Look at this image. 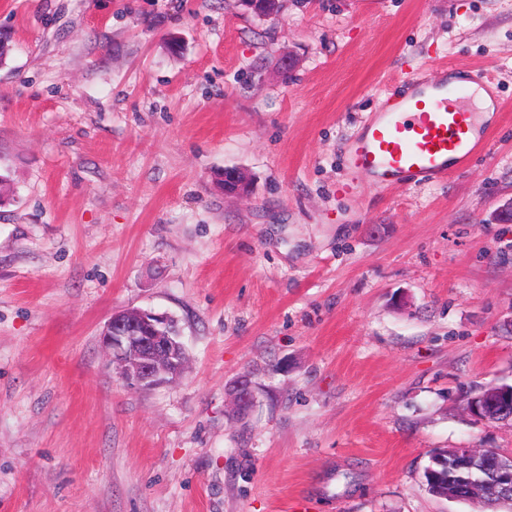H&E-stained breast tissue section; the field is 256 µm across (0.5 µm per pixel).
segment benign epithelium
I'll return each mask as SVG.
<instances>
[{
  "mask_svg": "<svg viewBox=\"0 0 512 512\" xmlns=\"http://www.w3.org/2000/svg\"><path fill=\"white\" fill-rule=\"evenodd\" d=\"M248 177L238 167H224V185L246 189ZM171 317L151 310L123 309L112 314L101 333V345L112 357L120 379L131 387H150L180 376L186 367L185 346L173 335ZM234 403L254 404L250 377L234 385ZM469 412L480 420H512V385H492L469 398ZM464 474L448 483V499L484 500L492 495L512 502V454L489 459L484 448H454Z\"/></svg>",
  "mask_w": 512,
  "mask_h": 512,
  "instance_id": "7a95c632",
  "label": "benign epithelium"
}]
</instances>
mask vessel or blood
<instances>
[{
  "instance_id": "obj_1",
  "label": "vessel or blood",
  "mask_w": 512,
  "mask_h": 512,
  "mask_svg": "<svg viewBox=\"0 0 512 512\" xmlns=\"http://www.w3.org/2000/svg\"><path fill=\"white\" fill-rule=\"evenodd\" d=\"M407 83L406 92L386 97L347 149L351 169L388 189L447 181L483 148L481 115L462 105L465 88L440 77Z\"/></svg>"
}]
</instances>
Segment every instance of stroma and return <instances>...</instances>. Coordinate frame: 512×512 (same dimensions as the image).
Wrapping results in <instances>:
<instances>
[{"mask_svg":"<svg viewBox=\"0 0 512 512\" xmlns=\"http://www.w3.org/2000/svg\"><path fill=\"white\" fill-rule=\"evenodd\" d=\"M0 30V512H481L423 470L512 453L466 408L512 384V0H0ZM448 63L497 105L482 152L354 173L380 100ZM132 307L175 318L181 378L117 377ZM433 459L434 461H430L423 472L424 481L430 488H432L433 485H444L448 482V472L445 465V463L448 462V457L437 454Z\"/></svg>","mask_w":512,"mask_h":512,"instance_id":"1","label":"stroma"}]
</instances>
